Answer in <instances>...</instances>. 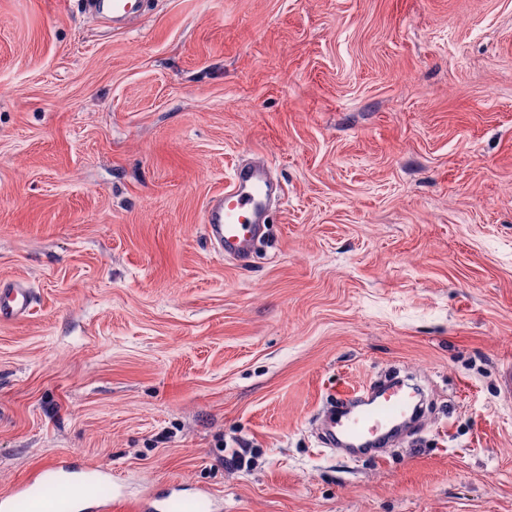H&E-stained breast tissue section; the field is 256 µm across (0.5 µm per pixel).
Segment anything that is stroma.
Instances as JSON below:
<instances>
[{
	"instance_id": "1",
	"label": "stroma",
	"mask_w": 512,
	"mask_h": 512,
	"mask_svg": "<svg viewBox=\"0 0 512 512\" xmlns=\"http://www.w3.org/2000/svg\"><path fill=\"white\" fill-rule=\"evenodd\" d=\"M252 157L282 198L242 267L203 210ZM1 278L37 303L0 494L69 460L216 512H512V0H0ZM384 376L423 429L321 447ZM86 4L91 15L113 25L125 21L141 9L139 0H88Z\"/></svg>"
}]
</instances>
